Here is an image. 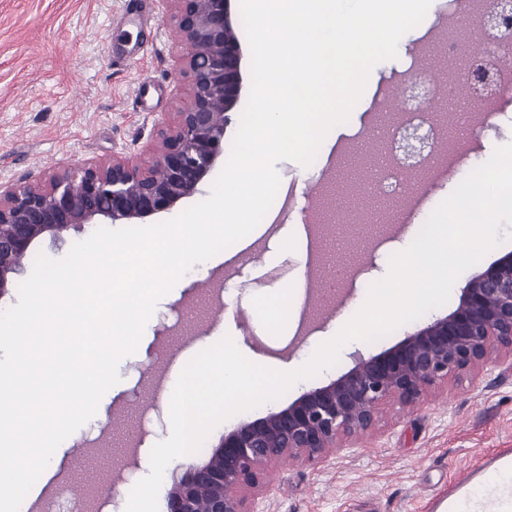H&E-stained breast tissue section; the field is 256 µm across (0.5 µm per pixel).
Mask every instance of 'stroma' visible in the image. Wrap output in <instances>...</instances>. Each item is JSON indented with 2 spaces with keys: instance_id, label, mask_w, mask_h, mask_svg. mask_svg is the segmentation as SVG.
Segmentation results:
<instances>
[{
  "instance_id": "stroma-1",
  "label": "stroma",
  "mask_w": 512,
  "mask_h": 512,
  "mask_svg": "<svg viewBox=\"0 0 512 512\" xmlns=\"http://www.w3.org/2000/svg\"><path fill=\"white\" fill-rule=\"evenodd\" d=\"M466 0H432L422 22L405 33L394 59L377 64L347 122L334 127L309 166L277 163L292 174L297 209L280 223H262L245 242L234 243L183 277L178 297L160 304L140 354L118 367L119 381L104 397L99 418L75 431L61 462L40 475L36 493L21 512H47L52 484L67 480L87 492L75 512H92L101 493L111 492L109 512H124L134 484L147 474L153 445L167 437L164 394L183 360L206 347L215 331L231 336L250 360L285 363L307 358L333 326L334 317L304 325L306 294L296 276L309 248L325 257L344 251L356 275L344 285L348 305L367 297L369 286L403 250L404 234L380 229L367 244L348 234H319L314 245L290 240L293 224L307 213V190L339 142L371 171L389 162L385 152L364 145L368 118L381 126L398 123L385 110V96L403 74L420 70L435 49V35L448 16H467ZM185 46L176 34L166 0H0V181L37 182L75 164L115 155L140 161L157 127L178 108L186 80L177 67ZM448 138L462 161L433 183L413 210L397 204L403 224L426 223L433 210L494 149L512 143V103L504 104L494 127L481 139L469 127L448 124ZM512 253V239L487 252L455 282L446 305L433 309L371 342L352 341L337 365L304 380L280 398L219 424L206 440L287 406L307 390L348 371L355 356L370 357L408 333L443 317L462 288L491 263ZM293 287L295 304L278 334L261 324L264 293ZM512 448V365L488 363L483 370L431 393L421 404L385 408L373 437L358 447L313 464L286 459L274 464L269 490L257 512H425L428 499L446 494L491 449Z\"/></svg>"
}]
</instances>
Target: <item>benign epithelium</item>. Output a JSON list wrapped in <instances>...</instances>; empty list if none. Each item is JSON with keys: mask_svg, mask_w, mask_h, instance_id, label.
<instances>
[{"mask_svg": "<svg viewBox=\"0 0 512 512\" xmlns=\"http://www.w3.org/2000/svg\"><path fill=\"white\" fill-rule=\"evenodd\" d=\"M186 53L179 66L188 84L172 122L149 146L148 166L114 156L76 164L43 184L0 183V297L14 287L32 243L60 239L72 227L138 224L199 191L224 156V136L242 90L243 48L235 0H167ZM494 33L488 54L512 55V0H492L481 22ZM426 79L405 87L420 107L431 96ZM394 150L403 169L432 154L430 130L403 122ZM512 361V254L472 278L448 315L407 334L395 346L359 357L335 380L304 392L288 406L227 432L201 460L181 466L165 512H253L258 491L284 457L318 463L370 437L380 410L415 406L432 391L493 359Z\"/></svg>", "mask_w": 512, "mask_h": 512, "instance_id": "7a95c632", "label": "benign epithelium"}]
</instances>
